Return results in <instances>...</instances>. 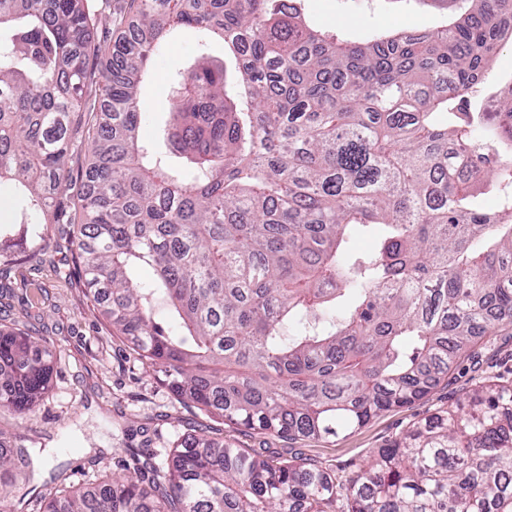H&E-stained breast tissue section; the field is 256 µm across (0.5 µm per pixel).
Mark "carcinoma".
Here are the masks:
<instances>
[{"label":"carcinoma","instance_id":"cac0c4a2","mask_svg":"<svg viewBox=\"0 0 512 512\" xmlns=\"http://www.w3.org/2000/svg\"><path fill=\"white\" fill-rule=\"evenodd\" d=\"M418 35L351 41L301 0H128L86 112L90 0H0V181L16 224L62 210L88 147L75 263L94 306L181 398L289 438L336 437L422 399L512 330V83L474 99L512 40V0H461ZM219 37L170 103L175 168L140 140V84L173 32ZM481 195L497 201L489 213ZM379 229L375 251L352 242ZM149 266L155 279L142 281ZM165 307L167 321L156 318ZM51 358L0 326V409L34 410ZM0 450L27 465L29 434ZM43 512H512V384L489 380L376 449L344 483L203 435ZM20 201L11 182H0V224H12L19 213Z\"/></svg>","mask_w":512,"mask_h":512}]
</instances>
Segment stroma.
<instances>
[{"instance_id": "obj_1", "label": "stroma", "mask_w": 512, "mask_h": 512, "mask_svg": "<svg viewBox=\"0 0 512 512\" xmlns=\"http://www.w3.org/2000/svg\"><path fill=\"white\" fill-rule=\"evenodd\" d=\"M96 18L95 49L88 87L98 98L99 73L107 53L127 25L126 0H91ZM304 17L317 29L349 32L363 38L373 30L423 31L438 26L437 11L417 0H305ZM223 61L222 44L202 46L196 33L180 31L152 55L150 74L141 89L142 136L154 151H168L163 130L179 70L201 53ZM38 240H24L0 255V324L45 341L53 374L36 409L25 415H0V446L24 429L34 430L36 444L26 469L32 491L25 512H39L44 495L58 485L87 487L121 473L133 458L151 459L156 472L172 466L181 440L204 434L234 443L278 462L311 464L345 479L377 448L401 436L413 423L447 407L488 379L512 381V334L498 332L464 353L447 377L414 404L381 413L364 426L329 439L271 436L226 424L222 417L178 397L164 374L142 358L134 344L113 332L93 308L78 279L68 224L34 219ZM65 470L64 483L54 480Z\"/></svg>"}]
</instances>
